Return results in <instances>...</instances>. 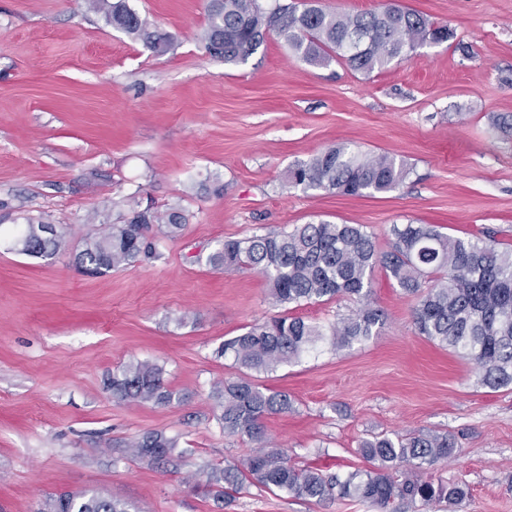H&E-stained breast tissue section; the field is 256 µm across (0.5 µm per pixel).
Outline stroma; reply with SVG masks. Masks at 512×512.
<instances>
[{
  "label": "stroma",
  "mask_w": 512,
  "mask_h": 512,
  "mask_svg": "<svg viewBox=\"0 0 512 512\" xmlns=\"http://www.w3.org/2000/svg\"><path fill=\"white\" fill-rule=\"evenodd\" d=\"M396 2L454 36L364 75L309 65L274 34L224 64L200 40L207 0H128L171 36L161 56L87 0H0V225L40 217L69 242L44 259L0 238V512L81 491L133 512H379L254 485L222 503L198 486L254 448L216 421L215 385L242 377L292 399L264 429L297 467L341 475L366 467L371 436L445 433L457 453L431 473L466 484L461 512H512V386H482L472 361L420 335L414 298L383 269L370 339L320 342L268 373L217 354L280 313L261 275L208 264L225 239L326 221L363 225L385 249L413 222L512 246V131L493 127L512 116V0ZM338 144L412 172L364 196L288 186L289 166ZM128 195L181 208L180 235L152 236L156 258L135 267L79 273L84 238L122 223ZM136 361L163 367L171 403L113 397L106 378ZM152 430L177 437L181 457H131Z\"/></svg>",
  "instance_id": "35a3bbf8"
}]
</instances>
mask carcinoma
<instances>
[{
	"label": "carcinoma",
	"instance_id": "obj_1",
	"mask_svg": "<svg viewBox=\"0 0 512 512\" xmlns=\"http://www.w3.org/2000/svg\"><path fill=\"white\" fill-rule=\"evenodd\" d=\"M89 2L108 24L148 50L159 55L169 50V35L150 27L127 0ZM207 13L204 48L226 64L247 61L266 35L275 32L309 64L336 60L370 74L406 59L420 46L453 37L448 26L436 25L398 4L379 12L349 13L312 3L300 9L280 3L266 7L262 0H208ZM355 31L365 34L366 41L351 50L346 41ZM409 174L404 162L386 154H362L334 145L289 167L286 178L291 187L362 196L390 192ZM24 220L14 231L21 252L51 259L65 246L63 231L45 235L42 221L29 216ZM185 221L175 208L138 210L131 205L124 223L84 240L76 263L96 275L132 268L154 255L147 242L154 225H164L167 235L174 237ZM392 236L389 249L383 250L360 224L320 222L222 242L208 257V264L226 272L258 271L277 305L328 302L344 296L363 302V307L327 326L290 315L255 323L225 340L219 353L232 357L242 368L268 373L298 359L327 336L336 350L369 339L383 322L381 311L370 300L371 275L380 267L416 298L415 324L421 335L473 361L482 385L493 389L512 385V248L498 249L485 231L466 239L446 235L431 224H395ZM428 278L435 283L427 287ZM109 387L114 397L125 401L163 405L174 397L165 387L162 367L148 362L126 365L112 375ZM214 396L224 434L256 444V450L239 463L205 472L204 487L218 500L249 483L295 498L357 499L383 512L396 501L425 507L445 503L450 509L465 504V484L429 473L432 466L455 455V443L446 434L376 435L359 446L368 468L325 475L318 468L296 467L284 449L271 446L266 437L264 418L292 409L288 393L240 379L224 382L215 388ZM177 447L176 438L158 430L127 445L131 456L151 464L172 456ZM37 512H129V505L114 496L67 492L49 497Z\"/></svg>",
	"mask_w": 512,
	"mask_h": 512
}]
</instances>
